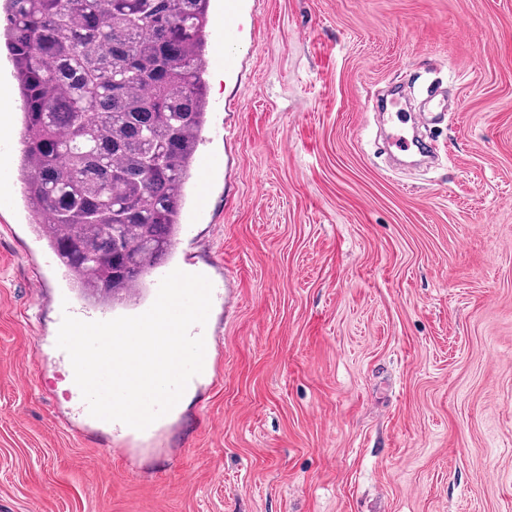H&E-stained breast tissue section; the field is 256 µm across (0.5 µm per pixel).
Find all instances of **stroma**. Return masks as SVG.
Returning <instances> with one entry per match:
<instances>
[{
	"label": "stroma",
	"instance_id": "1",
	"mask_svg": "<svg viewBox=\"0 0 512 512\" xmlns=\"http://www.w3.org/2000/svg\"><path fill=\"white\" fill-rule=\"evenodd\" d=\"M208 73L223 351L146 433L78 415L53 348L75 295L0 226V512H512V0H253ZM452 104L426 171L375 155L367 98Z\"/></svg>",
	"mask_w": 512,
	"mask_h": 512
}]
</instances>
